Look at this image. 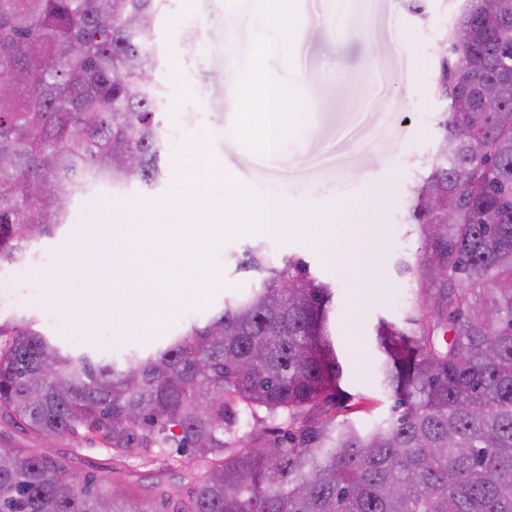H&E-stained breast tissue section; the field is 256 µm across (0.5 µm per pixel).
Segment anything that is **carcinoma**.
<instances>
[{"instance_id": "cac0c4a2", "label": "carcinoma", "mask_w": 512, "mask_h": 512, "mask_svg": "<svg viewBox=\"0 0 512 512\" xmlns=\"http://www.w3.org/2000/svg\"><path fill=\"white\" fill-rule=\"evenodd\" d=\"M165 2L0 0V267L69 223L74 197L165 176L148 44ZM430 2L406 7L425 22ZM437 38L438 160L410 209L420 251L400 262L427 314L376 329L394 414L369 431L336 421L332 285L248 249L233 260L260 287L121 362L64 351L30 321L0 328V421L153 474L74 477L3 435L0 512H512V0H463ZM239 406L257 444L226 448ZM280 417L286 429L265 425Z\"/></svg>"}]
</instances>
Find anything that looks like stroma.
Masks as SVG:
<instances>
[{
	"mask_svg": "<svg viewBox=\"0 0 512 512\" xmlns=\"http://www.w3.org/2000/svg\"><path fill=\"white\" fill-rule=\"evenodd\" d=\"M461 2L433 0L429 21L422 25L408 16L403 0H348L341 11L336 0H295V22L285 50L266 53L262 47L270 33L253 23L257 0H167L151 42L160 59L156 79L167 100L164 126L178 129L181 136L164 144V166L175 170L191 139L204 131L218 174L235 177L274 205L288 201L315 208L332 197L352 203L365 197L370 184L384 185L386 193L359 216L364 236L374 239L375 247L360 246V272L352 278L339 263L347 243L339 237L314 238L299 224L274 237L259 234L229 241L217 253L224 286L210 306H169L166 320L150 333L125 310L104 313L79 274L98 255L77 249L73 237L100 220L99 209L108 201L157 198L171 191L172 181L122 189L99 185L74 199L70 224L53 237L34 241V258L0 268V324L35 321L61 349L106 360L136 349H156L185 322L207 318L224 298L259 287V276L237 271L232 260L245 248L259 246L274 263L286 255L302 258L313 275L335 288L331 327L342 367L341 388L353 399L342 417L365 430L388 418L393 400L379 386L374 330L379 321L402 326L408 317L423 313L415 278L400 273L398 261L414 256L420 247L407 215L420 175L436 159V122L446 109L433 89V35L450 23ZM299 62L307 69L302 82L296 75ZM257 70L284 86L299 109L294 128L267 154L252 150L234 133L244 99L241 83ZM351 74L371 87V94L352 99L337 94V81ZM66 254L74 270L64 276L60 265ZM23 271L37 288L21 300L16 280ZM51 285L57 289L52 304L46 300ZM7 433L19 446L47 445L68 455L76 477L90 473L120 479L130 468L142 482L151 480L150 468L139 460L118 465L99 445H83L68 436L46 443L12 427Z\"/></svg>",
	"mask_w": 512,
	"mask_h": 512,
	"instance_id": "obj_1",
	"label": "stroma"
}]
</instances>
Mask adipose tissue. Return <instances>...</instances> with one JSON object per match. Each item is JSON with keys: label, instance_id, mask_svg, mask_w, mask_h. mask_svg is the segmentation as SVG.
Here are the masks:
<instances>
[{"label": "adipose tissue", "instance_id": "ef3b65f1", "mask_svg": "<svg viewBox=\"0 0 512 512\" xmlns=\"http://www.w3.org/2000/svg\"><path fill=\"white\" fill-rule=\"evenodd\" d=\"M244 89L239 133L261 149L274 147L288 132L289 107L282 87L253 74Z\"/></svg>", "mask_w": 512, "mask_h": 512}]
</instances>
